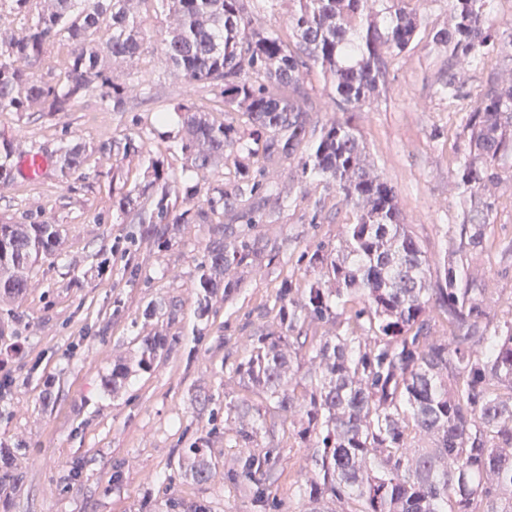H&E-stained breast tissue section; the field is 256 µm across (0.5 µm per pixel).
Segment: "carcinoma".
<instances>
[{
  "mask_svg": "<svg viewBox=\"0 0 512 512\" xmlns=\"http://www.w3.org/2000/svg\"><path fill=\"white\" fill-rule=\"evenodd\" d=\"M179 28L161 41L165 61L201 88L220 89L224 115L247 117L252 142L234 122L210 121L206 104L179 107L186 169L205 170L240 150L236 180L216 189L205 205L185 189L170 200L178 176L152 163L160 196L138 203L134 190L112 198V206L140 225L142 234L168 244L177 225H212L196 267L193 287L200 314L210 300L229 296L236 284L231 267L260 273L272 252L249 238L246 228L224 223V212L243 194L264 189L256 169L289 157L307 139L311 107L299 72L318 66L330 79L336 105L355 112L383 81L382 48L404 51L417 30L412 0H299L290 20L297 40L250 26L244 0H166ZM381 8H376V5ZM488 0H451V23L433 41L448 52L442 90L457 98L458 66L478 60L499 45L512 46L489 17ZM22 16L26 34L0 27V112H76L97 96L107 109L127 111L134 86L119 81L107 65L112 57L131 61L143 52L142 23L126 0H0V18ZM66 41L70 53L56 80L43 67L49 47ZM469 154L454 181L466 194L500 179L499 162L512 157V80L493 81L469 112L464 127ZM85 147L59 151L56 163L68 176L87 161ZM302 169L336 182L351 206L332 247L321 244L308 258L316 279L304 296L283 281L277 316L286 334L251 338L248 358L236 367L262 403H224L234 416L243 472L264 475L271 451L256 450L269 408L298 418L292 437L312 449L308 475L295 492L298 512H512V303L495 319L481 293L471 287L467 257L451 258L443 272L431 271L428 255L403 222L395 187L372 173L365 145L351 120L321 128ZM492 203L474 202L456 225L473 254L483 249ZM54 224H0V297L20 299L41 257L55 252ZM330 318L336 335L308 349L309 367L295 363L306 324ZM442 319L448 332L435 335ZM163 340L141 339V370L153 367ZM184 476L202 483L213 462L194 443L178 460ZM166 512H211L208 502L190 505L171 496Z\"/></svg>",
  "mask_w": 512,
  "mask_h": 512,
  "instance_id": "cac0c4a2",
  "label": "carcinoma"
}]
</instances>
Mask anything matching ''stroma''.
I'll list each match as a JSON object with an SVG mask.
<instances>
[{
    "instance_id": "obj_1",
    "label": "stroma",
    "mask_w": 512,
    "mask_h": 512,
    "mask_svg": "<svg viewBox=\"0 0 512 512\" xmlns=\"http://www.w3.org/2000/svg\"><path fill=\"white\" fill-rule=\"evenodd\" d=\"M297 7L296 0H249L247 11L254 27L290 42ZM127 8L144 20L148 48L133 62L112 59V73L127 81L154 72L161 83L153 97L132 92L123 114L93 96L76 112H0L11 168L29 154L51 157L76 143L88 154L84 168L66 178L52 167L37 180L17 175L0 183V223L43 220L61 234L55 256L38 263L24 296L0 300V349H22L0 361V468L12 476L0 486V512H157L170 494L207 500L211 512H295L309 449L290 438V420L270 412L273 426L260 432L258 443L277 464L269 479L254 482L237 461V423L225 420L224 402L257 400L236 371L251 337L283 333L277 317L282 282L291 281L295 296L304 294L314 273L301 255L337 243L352 211L335 183L302 173L308 145L267 165L252 235L277 256L260 275L231 270L238 290L200 314L192 279L210 225H178L169 247H161L118 215L112 190L134 187L148 202L159 196L151 162L181 172L185 131L178 117L152 126L154 114L219 92L188 85L163 60L160 41L178 25L164 0H127ZM416 8L412 43L388 53L384 81L352 123L373 170L395 187L406 224L439 268L461 248L455 226L469 205L452 177L469 151L460 131L490 79L512 73V49L471 63L460 97H443L436 88L448 55L432 37L448 26L450 0H418ZM300 78L313 103L316 134L341 112L320 68ZM138 132L143 151L113 154V139ZM481 195L495 203L493 223L467 273L498 313L512 296V161ZM152 301L164 305V313L143 318ZM145 336L164 339L160 360L150 370H133L120 391L105 387L113 364L133 361ZM202 438L214 467L198 484L180 474L177 462Z\"/></svg>"
}]
</instances>
